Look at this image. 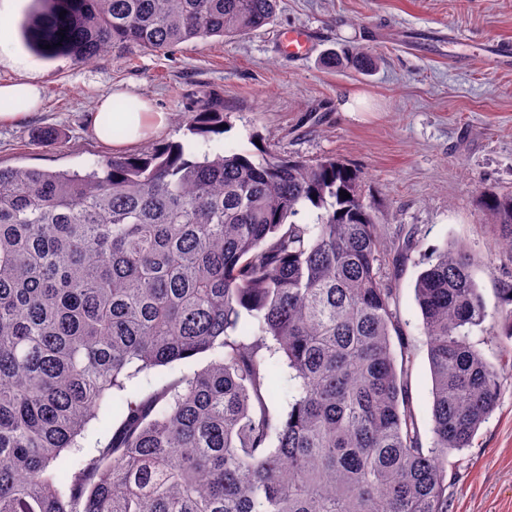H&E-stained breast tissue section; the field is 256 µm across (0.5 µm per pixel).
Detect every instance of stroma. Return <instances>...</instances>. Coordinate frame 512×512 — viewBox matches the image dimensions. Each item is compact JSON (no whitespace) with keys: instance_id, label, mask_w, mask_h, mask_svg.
Listing matches in <instances>:
<instances>
[{"instance_id":"35a3bbf8","label":"stroma","mask_w":512,"mask_h":512,"mask_svg":"<svg viewBox=\"0 0 512 512\" xmlns=\"http://www.w3.org/2000/svg\"><path fill=\"white\" fill-rule=\"evenodd\" d=\"M12 24L0 37V84L36 76L41 109L0 124V164L84 171L113 155L90 133L97 101L123 87L166 113L158 142L184 140L178 114L204 103L224 107V132L199 139L202 152L249 146L253 137L307 160L333 157L355 169L382 224L415 229L399 274V312L414 363L411 405L423 444L431 442L432 377L422 317L414 297L419 270L435 248L466 245L478 259L476 280L488 307L512 277V261L479 205L485 189L512 192V68L490 69L486 50L512 46V0H280L273 21L229 41L184 44L166 56L128 63L105 54L89 63L37 60L20 25L31 0H8ZM311 31L303 61L283 55V32ZM367 48L376 66H330V55ZM368 109L346 112V95ZM60 131L44 147V127ZM471 342L506 382L472 447L448 454V512H512V338L472 328Z\"/></svg>"}]
</instances>
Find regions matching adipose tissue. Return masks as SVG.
<instances>
[{
  "mask_svg": "<svg viewBox=\"0 0 512 512\" xmlns=\"http://www.w3.org/2000/svg\"><path fill=\"white\" fill-rule=\"evenodd\" d=\"M41 91L39 82L32 78L1 84L0 100L14 101L15 108L10 112H0V122L16 120L37 110L41 105ZM117 99L127 103V111H113L112 103ZM88 123L92 135L99 142L131 147L159 134L165 127L166 115L152 111L146 101L118 89L98 101L94 111L88 116ZM118 123L125 129L122 139L119 140L112 135L114 125Z\"/></svg>",
  "mask_w": 512,
  "mask_h": 512,
  "instance_id": "1",
  "label": "adipose tissue"
}]
</instances>
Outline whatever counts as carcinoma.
<instances>
[{
    "instance_id": "cac0c4a2",
    "label": "carcinoma",
    "mask_w": 512,
    "mask_h": 512,
    "mask_svg": "<svg viewBox=\"0 0 512 512\" xmlns=\"http://www.w3.org/2000/svg\"><path fill=\"white\" fill-rule=\"evenodd\" d=\"M278 3L34 0L22 36L41 60L127 62L242 37ZM187 126L222 133L224 108ZM480 204L512 256V194ZM401 237L351 169L263 145L200 159L190 140L153 144L84 174L0 165V512H448V451L471 447L504 381L469 331L490 318L512 337V279L491 314L464 245L418 273L426 448L407 391ZM206 352L199 371L129 386ZM276 355L282 414L268 405ZM109 411L110 439L70 463Z\"/></svg>"
}]
</instances>
